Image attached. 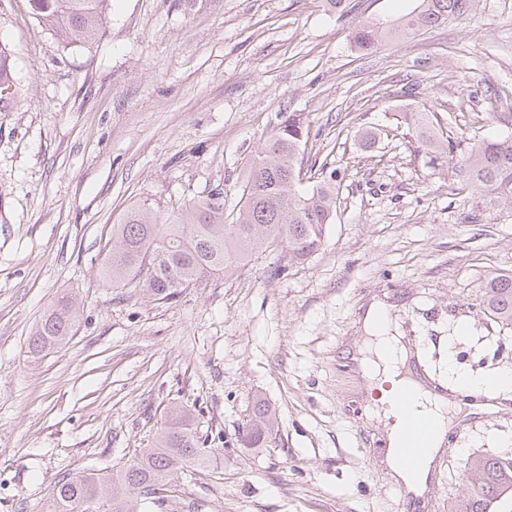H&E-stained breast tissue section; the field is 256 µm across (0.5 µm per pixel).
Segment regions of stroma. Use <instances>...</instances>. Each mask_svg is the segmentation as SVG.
<instances>
[{
  "label": "stroma",
  "mask_w": 512,
  "mask_h": 512,
  "mask_svg": "<svg viewBox=\"0 0 512 512\" xmlns=\"http://www.w3.org/2000/svg\"><path fill=\"white\" fill-rule=\"evenodd\" d=\"M348 3L341 17L325 0H111L104 36L67 50L28 0H0L22 88L0 112V512H42L65 473L151 447L173 405L212 464L142 512H402L351 361L369 303L389 304L435 383L512 369V329L479 304L485 279L512 271V208L462 189L399 127L431 112L465 148L512 134V0L364 55L352 28L419 0ZM291 113L306 158L336 171L317 253L300 264L279 247L168 300L103 281L132 203L167 212L220 186L234 215L250 159ZM63 292L73 336L29 354ZM258 399L278 426L244 448ZM493 453L512 454V398L437 457L431 512H452L468 460Z\"/></svg>",
  "instance_id": "35a3bbf8"
}]
</instances>
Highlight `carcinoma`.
Returning <instances> with one entry per match:
<instances>
[{
    "label": "carcinoma",
    "instance_id": "1",
    "mask_svg": "<svg viewBox=\"0 0 512 512\" xmlns=\"http://www.w3.org/2000/svg\"><path fill=\"white\" fill-rule=\"evenodd\" d=\"M38 22L53 31L66 47L95 42L104 33L109 0H28ZM475 0H421L420 5L391 27L357 25L352 42L368 51L385 38L407 34L460 18ZM20 81L9 50L0 47V93L18 91ZM435 115L418 112L406 119L421 146L435 155L454 153L456 144L434 126ZM309 140L301 116L291 113L275 127L246 171L242 205L231 222L224 220V189L191 199L161 214L141 200L128 207L112 225V246L101 269L115 288L141 291L169 300L181 288H195L211 277L233 273L255 254L275 245L289 256L306 261L324 243L336 217V171L322 163L302 173L299 156ZM451 175L466 187L489 195L492 204L512 208V135L473 144L448 161ZM483 309L498 322L512 326V272L488 278L480 288ZM76 302L58 297L36 323L30 352L39 354L64 343L73 331ZM277 417L262 400L256 402L241 442L263 448ZM190 427V415L170 407L155 446L133 459L102 469L84 468L64 475L55 485L43 512H138L141 502H157L177 471L210 464ZM464 496L455 512H512V455H488L471 461Z\"/></svg>",
    "mask_w": 512,
    "mask_h": 512
}]
</instances>
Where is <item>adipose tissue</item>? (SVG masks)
<instances>
[{"mask_svg":"<svg viewBox=\"0 0 512 512\" xmlns=\"http://www.w3.org/2000/svg\"><path fill=\"white\" fill-rule=\"evenodd\" d=\"M389 306L381 300L373 301L368 307L363 325L367 335L366 342L360 347L358 369L366 382L367 389L384 385L394 387L407 385L413 387L416 399L413 408L416 414L431 417L441 424L442 429L433 433L428 442V450L419 467L406 469L396 455L399 434L391 430L387 433V455L385 461L392 471L395 482L415 495H423L426 490L433 460L445 440V432L452 426L448 413L456 409L454 397L431 389L428 384L416 379L408 372L406 365L411 357L409 347L392 329L388 316ZM459 386L475 389L483 397L482 402L470 404V415L495 412L499 409L502 393L512 390V370L503 371L489 377H476L465 372L455 375Z\"/></svg>","mask_w":512,"mask_h":512,"instance_id":"obj_1","label":"adipose tissue"}]
</instances>
